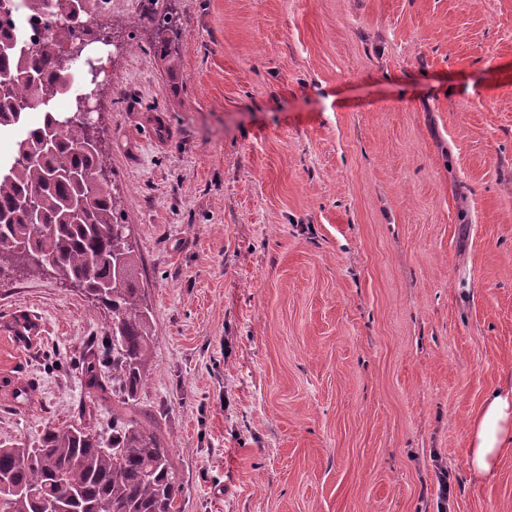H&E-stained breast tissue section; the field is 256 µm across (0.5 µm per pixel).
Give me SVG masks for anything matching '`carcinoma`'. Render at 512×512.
Here are the masks:
<instances>
[{"label": "carcinoma", "instance_id": "obj_1", "mask_svg": "<svg viewBox=\"0 0 512 512\" xmlns=\"http://www.w3.org/2000/svg\"><path fill=\"white\" fill-rule=\"evenodd\" d=\"M66 0H0L7 14L25 6L44 19L61 49L24 50L13 30L0 33V127L14 126L25 104L44 107L68 94L84 51L75 28L58 18ZM157 56L175 66L182 34L171 7L152 10ZM86 98L67 116L44 111L15 142L0 172V275L52 269L83 287L111 320L112 395L135 400L152 343V315L139 288L141 259L133 229L118 221L123 204L109 190L99 140L83 117ZM181 477L170 449L148 422L112 417L105 441L82 424L49 428L31 448L0 447V498L8 512H174Z\"/></svg>", "mask_w": 512, "mask_h": 512}]
</instances>
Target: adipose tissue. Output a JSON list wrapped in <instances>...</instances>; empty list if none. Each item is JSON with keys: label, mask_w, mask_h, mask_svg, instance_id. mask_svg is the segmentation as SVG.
I'll list each match as a JSON object with an SVG mask.
<instances>
[{"label": "adipose tissue", "mask_w": 512, "mask_h": 512, "mask_svg": "<svg viewBox=\"0 0 512 512\" xmlns=\"http://www.w3.org/2000/svg\"><path fill=\"white\" fill-rule=\"evenodd\" d=\"M512 448V382L491 391L471 420L469 466L475 477L491 474Z\"/></svg>", "instance_id": "obj_1"}]
</instances>
